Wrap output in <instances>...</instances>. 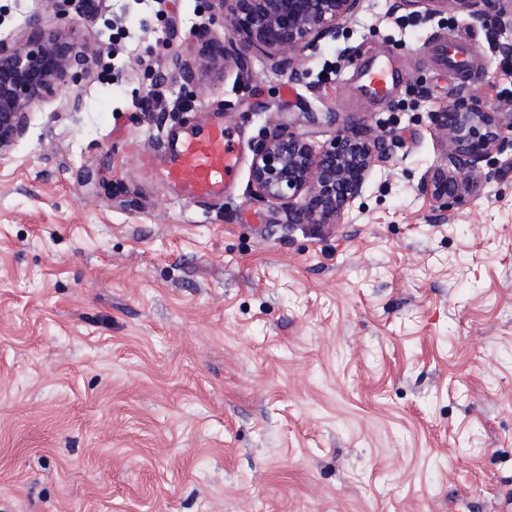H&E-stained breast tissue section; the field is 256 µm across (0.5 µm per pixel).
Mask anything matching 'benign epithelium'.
<instances>
[{
  "instance_id": "benign-epithelium-1",
  "label": "benign epithelium",
  "mask_w": 512,
  "mask_h": 512,
  "mask_svg": "<svg viewBox=\"0 0 512 512\" xmlns=\"http://www.w3.org/2000/svg\"><path fill=\"white\" fill-rule=\"evenodd\" d=\"M434 12L454 3L475 19L499 26L512 25V15L500 0H425ZM362 0H209L212 14H220L232 40L200 35L197 73L182 85L200 99L208 67L233 56L244 62L265 55L282 69L290 68V53L317 47L336 37L340 25L360 8ZM84 47L59 26L38 16L16 35L0 38V157L8 154L24 134L32 108L78 85L77 69L86 62ZM446 132L451 151L448 165L433 170L421 190L446 211L477 184L474 175L509 142L512 123L502 124L500 113L472 95L435 114ZM388 133L373 135L355 124L340 129L320 149L301 134L276 130L260 140L251 161L252 186L260 196L288 210L291 224H331L357 198L376 160L381 158Z\"/></svg>"
}]
</instances>
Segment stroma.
I'll return each mask as SVG.
<instances>
[{
	"instance_id": "stroma-1",
	"label": "stroma",
	"mask_w": 512,
	"mask_h": 512,
	"mask_svg": "<svg viewBox=\"0 0 512 512\" xmlns=\"http://www.w3.org/2000/svg\"><path fill=\"white\" fill-rule=\"evenodd\" d=\"M79 107H34L0 159V512H502L512 503V146L440 212L433 115L512 117V28L363 0L293 71L252 57L180 94L167 56L223 35L207 0H68ZM474 55L437 61L449 33ZM392 61L383 102L357 76ZM162 100L142 108L154 86ZM394 135L333 224L250 181L282 126ZM229 128L223 196L181 200L139 156Z\"/></svg>"
}]
</instances>
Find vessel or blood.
<instances>
[{"label": "vessel or blood", "instance_id": "b4317fda", "mask_svg": "<svg viewBox=\"0 0 512 512\" xmlns=\"http://www.w3.org/2000/svg\"><path fill=\"white\" fill-rule=\"evenodd\" d=\"M442 61L449 69L468 70L472 48L464 39L451 37L444 43ZM398 76L393 64L384 62L365 72L372 93L386 98ZM164 151L142 156L145 175L162 172L187 202H200L223 193L232 182L237 166L238 146L231 132L224 128L203 129L185 136H172Z\"/></svg>", "mask_w": 512, "mask_h": 512}]
</instances>
